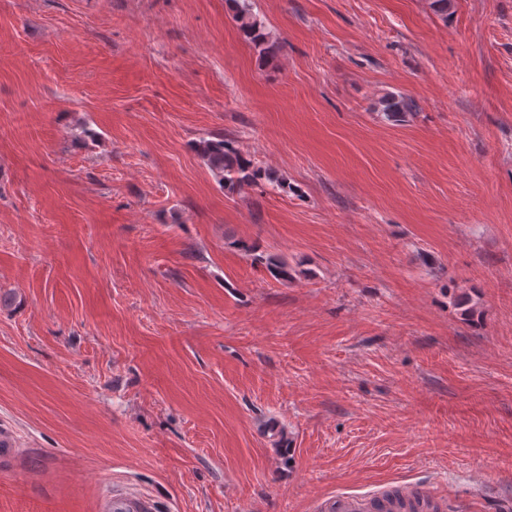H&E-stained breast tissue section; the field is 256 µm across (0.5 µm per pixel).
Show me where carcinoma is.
<instances>
[{"instance_id":"cac0c4a2","label":"carcinoma","mask_w":512,"mask_h":512,"mask_svg":"<svg viewBox=\"0 0 512 512\" xmlns=\"http://www.w3.org/2000/svg\"><path fill=\"white\" fill-rule=\"evenodd\" d=\"M235 4V19L241 31L260 49L262 56L273 54L274 45L256 15L253 14L250 0H232ZM195 152L212 173L218 185L228 194L235 193L242 185L263 182L272 189L286 190V180L277 173L256 167L231 141L222 135L203 137L193 144ZM254 262L265 265L270 275L277 280L289 277L288 265L272 256L257 254L256 248H246Z\"/></svg>"}]
</instances>
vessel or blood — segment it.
<instances>
[{
  "mask_svg": "<svg viewBox=\"0 0 512 512\" xmlns=\"http://www.w3.org/2000/svg\"><path fill=\"white\" fill-rule=\"evenodd\" d=\"M101 512H155V505L150 497L115 488L104 493ZM313 512H448V499L426 484L340 488L318 499Z\"/></svg>",
  "mask_w": 512,
  "mask_h": 512,
  "instance_id": "vessel-or-blood-1",
  "label": "vessel or blood"
}]
</instances>
